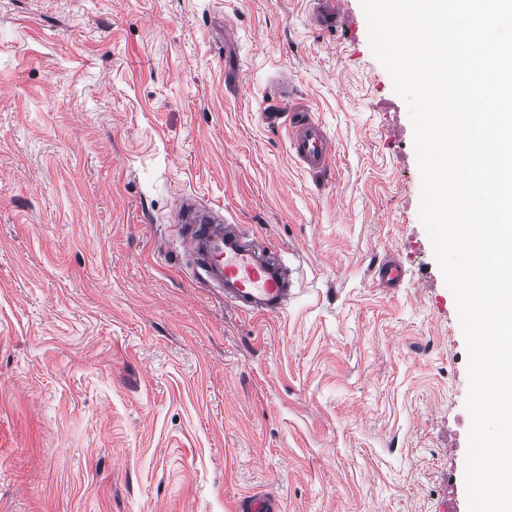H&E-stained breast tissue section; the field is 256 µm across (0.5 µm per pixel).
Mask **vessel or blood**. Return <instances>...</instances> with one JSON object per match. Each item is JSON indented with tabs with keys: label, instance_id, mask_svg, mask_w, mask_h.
<instances>
[{
	"label": "vessel or blood",
	"instance_id": "vessel-or-blood-1",
	"mask_svg": "<svg viewBox=\"0 0 512 512\" xmlns=\"http://www.w3.org/2000/svg\"><path fill=\"white\" fill-rule=\"evenodd\" d=\"M345 0H314L309 21L314 28L335 29L344 12ZM280 101L287 114L288 142L299 165L320 175L329 174L335 159V142L312 112L290 102L288 94ZM182 246L186 250L208 243L212 262L224 277V299L241 311L265 316L282 311L292 293L285 272L266 242L248 241L238 236L234 225L194 218L191 205L179 211ZM406 275L403 263L390 259L375 267L373 278L384 288L399 287Z\"/></svg>",
	"mask_w": 512,
	"mask_h": 512
}]
</instances>
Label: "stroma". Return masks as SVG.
<instances>
[{
	"label": "stroma",
	"mask_w": 512,
	"mask_h": 512,
	"mask_svg": "<svg viewBox=\"0 0 512 512\" xmlns=\"http://www.w3.org/2000/svg\"><path fill=\"white\" fill-rule=\"evenodd\" d=\"M308 11L0 0V512H468L466 344L409 110L360 0L332 33ZM283 84L332 174L265 121ZM186 195L276 248L283 312L225 303L180 247ZM406 275V269L403 263L398 259H389L382 265H378L373 270V279L378 282L382 288L399 287Z\"/></svg>",
	"instance_id": "35a3bbf8"
}]
</instances>
